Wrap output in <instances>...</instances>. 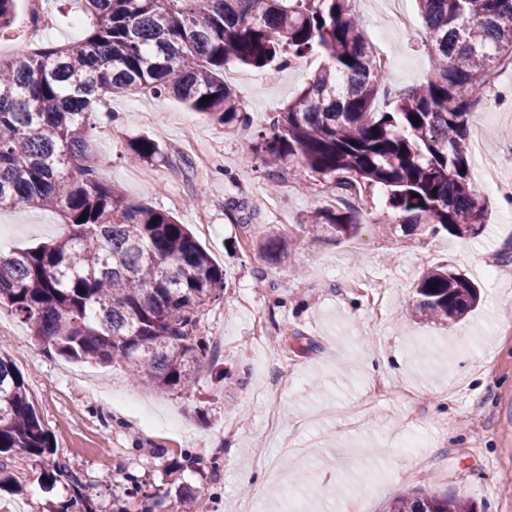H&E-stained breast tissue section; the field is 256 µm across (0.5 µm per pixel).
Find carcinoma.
<instances>
[{
	"mask_svg": "<svg viewBox=\"0 0 512 512\" xmlns=\"http://www.w3.org/2000/svg\"><path fill=\"white\" fill-rule=\"evenodd\" d=\"M17 2L0 0V34ZM417 2L433 72L389 111L374 109L385 75L349 16L350 0H79L89 21L81 40L0 57V208L53 209L66 226L49 244L0 255V305L66 359L122 363L160 391L196 384L210 352L203 310L224 295L225 272L173 214L104 182L90 159L91 120L103 96L145 91L173 96L220 125L243 123L246 108L224 82L229 63L265 68L325 58L258 136L267 177L302 166L354 197L379 184L405 230L478 235L488 208L470 176L469 126L484 83L512 60V0ZM132 152L142 162L159 155L149 138ZM355 214L317 209L304 228L347 239L359 230ZM260 249L272 260L288 258L279 236ZM416 292L418 312L448 327L481 300L474 283L444 267L424 272ZM17 451L43 460L53 447L22 376L0 354V455ZM64 467L56 464L70 498L59 512H93L81 477ZM199 495L196 486H179L170 503L146 500L141 512L164 504L180 512ZM387 512L474 507L459 497L402 495Z\"/></svg>",
	"mask_w": 512,
	"mask_h": 512,
	"instance_id": "cac0c4a2",
	"label": "carcinoma"
}]
</instances>
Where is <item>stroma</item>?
I'll return each mask as SVG.
<instances>
[{"mask_svg": "<svg viewBox=\"0 0 512 512\" xmlns=\"http://www.w3.org/2000/svg\"><path fill=\"white\" fill-rule=\"evenodd\" d=\"M399 6L410 25L388 36L391 68L375 102L380 111L432 69L415 0ZM44 8L53 19L48 28L33 23L20 0L11 29L0 35L1 57L22 45L83 36L86 23L73 0H45ZM323 65L318 55L294 67L234 65L232 86L251 117L247 128L189 116L177 99L143 93L111 97L95 114L91 150L106 182L190 225L228 278L223 297L202 317L203 336L224 344L189 391H156L119 363L63 359L0 306V347L23 376L57 458L82 477L98 512L119 504L140 512L144 497L165 495L176 484L205 490L183 512H286L287 494L307 512H336L343 500L349 512H384L404 493L462 497L475 512H512V332L498 322L512 310V276L489 273L493 264L512 267V204L481 174L491 161L499 182L512 184V70L493 74L470 128L472 178L489 207L478 236L405 235L400 224L387 223L386 192L376 185L359 195L358 234L336 240L304 229L315 208H341L333 180L298 167L290 177L295 191H271L255 150L258 131ZM188 117L197 140L220 149L210 164L185 142ZM104 127L109 135H101ZM141 136L156 142L158 160L127 161L130 142ZM232 204L250 215L249 224L229 218ZM62 232L55 211L0 209L5 249L33 247ZM270 235L284 238L287 263L260 252ZM442 265L482 292L479 307L452 328L414 313L418 278ZM376 292L384 297L378 317L369 307ZM250 306L274 323V340L261 349ZM379 382L411 391L412 401L373 395ZM270 388L282 392L276 436L267 428ZM410 434L424 444L426 468L399 446ZM183 453L197 466L168 470L167 460ZM9 467L21 490L0 491V512H47L67 500L65 480L45 488L48 463L15 453ZM245 470L261 482L244 484Z\"/></svg>", "mask_w": 512, "mask_h": 512, "instance_id": "35a3bbf8", "label": "stroma"}]
</instances>
